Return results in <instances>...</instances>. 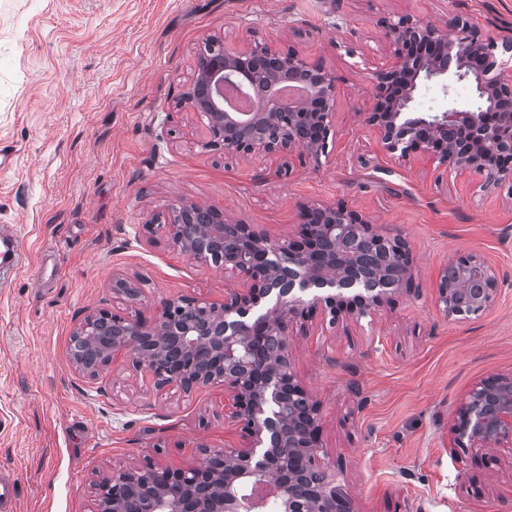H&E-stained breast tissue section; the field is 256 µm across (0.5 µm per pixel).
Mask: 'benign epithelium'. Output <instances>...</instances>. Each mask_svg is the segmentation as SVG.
I'll return each instance as SVG.
<instances>
[{
    "instance_id": "obj_1",
    "label": "benign epithelium",
    "mask_w": 512,
    "mask_h": 512,
    "mask_svg": "<svg viewBox=\"0 0 512 512\" xmlns=\"http://www.w3.org/2000/svg\"><path fill=\"white\" fill-rule=\"evenodd\" d=\"M447 33L431 24L401 16L386 26L392 47L388 60L371 74L373 107L368 123L386 150L406 156L426 153L461 171L486 176L490 183L512 179V69L498 65L467 21L456 18ZM310 76L315 91L287 98L278 83ZM471 81V100H448L441 108L414 111L423 88L443 96L453 85ZM232 88L238 95L257 88L265 96L257 111L226 112L216 98ZM336 77L322 64L292 50L267 44L242 51L220 49L198 56L192 81L180 105L206 118V150L267 156L302 145L325 148L336 103ZM174 243L203 265H222L244 281L224 304L192 298L171 299L152 323L101 310L73 333L80 344L73 362L94 377L111 353L129 348L133 365L146 366L159 388L175 385L185 392L213 384L224 386L232 417L243 423L248 441L238 450L219 451L201 467L171 470L148 467L116 472L98 484L99 501L108 512H126V496L138 495L143 512H350L329 472L319 462V405L295 379L288 354V323L304 315L308 304L337 306L364 314L401 290L410 272L405 246L378 234L371 221L343 206L303 207L305 230L299 240L273 242L252 224L226 217L214 207L180 200L172 207ZM351 234L386 252L395 263L389 287L346 300L344 287L383 284L365 266L373 258L353 247H336ZM312 287L338 294L314 296ZM112 290L130 300L139 289L112 278ZM279 302L260 317L247 315L273 291ZM498 290L495 269L475 256H461L445 268L438 301L448 315L466 302L475 312L488 308ZM455 441L482 448L512 447V376L482 381L457 410Z\"/></svg>"
}]
</instances>
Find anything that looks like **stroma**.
<instances>
[{
    "label": "stroma",
    "instance_id": "obj_1",
    "mask_svg": "<svg viewBox=\"0 0 512 512\" xmlns=\"http://www.w3.org/2000/svg\"><path fill=\"white\" fill-rule=\"evenodd\" d=\"M403 15L441 28L464 18L512 67V0H0V226L28 256L0 287V472L15 512H96L114 471L185 469L244 446L223 386L156 389L125 350L93 378L70 357L74 329L99 310L150 322L167 300L220 304L242 288L174 244L181 199L276 242L311 204L402 241L401 293L363 316L318 306L288 325L294 374L320 405V459L353 512H512V449L451 431L474 386L512 374V180L383 149L367 122L370 75L390 54L386 22ZM211 35L331 71L325 149H201L206 120L179 100ZM462 255L491 265L499 288L488 309L450 316L440 277ZM45 261L61 265L47 282ZM116 274L137 300L113 293Z\"/></svg>",
    "mask_w": 512,
    "mask_h": 512
}]
</instances>
